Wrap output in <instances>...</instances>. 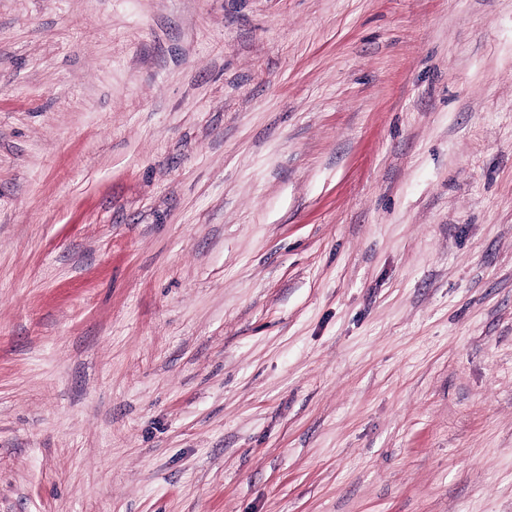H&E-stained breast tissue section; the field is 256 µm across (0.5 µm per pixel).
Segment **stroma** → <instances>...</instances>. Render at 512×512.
Masks as SVG:
<instances>
[{
	"instance_id": "obj_1",
	"label": "stroma",
	"mask_w": 512,
	"mask_h": 512,
	"mask_svg": "<svg viewBox=\"0 0 512 512\" xmlns=\"http://www.w3.org/2000/svg\"><path fill=\"white\" fill-rule=\"evenodd\" d=\"M0 512H512V0H0Z\"/></svg>"
}]
</instances>
